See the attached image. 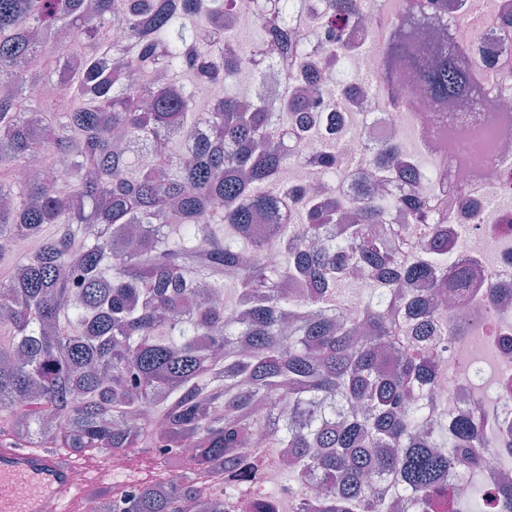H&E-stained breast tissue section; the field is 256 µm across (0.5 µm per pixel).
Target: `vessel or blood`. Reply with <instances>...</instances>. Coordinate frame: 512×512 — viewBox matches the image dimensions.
Masks as SVG:
<instances>
[{
  "label": "vessel or blood",
  "instance_id": "obj_1",
  "mask_svg": "<svg viewBox=\"0 0 512 512\" xmlns=\"http://www.w3.org/2000/svg\"><path fill=\"white\" fill-rule=\"evenodd\" d=\"M111 482L110 461L0 443V512H81L87 494Z\"/></svg>",
  "mask_w": 512,
  "mask_h": 512
}]
</instances>
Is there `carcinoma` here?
Here are the masks:
<instances>
[{
  "label": "carcinoma",
  "mask_w": 512,
  "mask_h": 512,
  "mask_svg": "<svg viewBox=\"0 0 512 512\" xmlns=\"http://www.w3.org/2000/svg\"><path fill=\"white\" fill-rule=\"evenodd\" d=\"M458 19L466 0H404L375 73L395 109L398 68L409 66L435 101L489 98L459 48L433 40L413 50L428 10ZM235 0H0V441L86 453L140 448L170 470L164 481L122 484L88 512H235L224 492L194 493L208 481L238 486L254 512H279L265 491L266 449L294 483L289 512H483L485 487L459 495L447 478L479 483L484 432L465 408L428 430L438 356L433 331L469 273L449 277L440 259L454 247L455 216L438 205L418 160L389 144L374 172L418 184L415 194L352 205L296 190L280 217L274 187L296 158L276 142L278 123L308 111L325 82L288 36L289 0H252L263 38L245 51L240 32L205 39L197 19L235 24ZM364 0H329L310 21L355 26ZM118 24L127 42H112ZM266 60L288 63L308 89L291 99L248 103L226 93L205 113L209 136L183 155L199 83H231ZM57 76V92L19 112L28 86ZM365 87L337 104L359 106ZM50 153L62 182L19 184L15 173ZM326 169L343 161L323 143ZM393 209L411 223H387ZM57 233L30 256L10 240ZM281 255L278 267L265 253ZM379 283L362 309L336 314L356 273ZM204 281L234 302L199 301ZM421 281L430 295L406 285ZM303 290L289 295L286 286ZM320 482L321 492L304 489ZM497 512H512V483L497 484Z\"/></svg>",
  "instance_id": "cac0c4a2"
}]
</instances>
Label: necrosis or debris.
<instances>
[{
	"label": "necrosis or debris",
	"instance_id": "necrosis-or-debris-1",
	"mask_svg": "<svg viewBox=\"0 0 512 512\" xmlns=\"http://www.w3.org/2000/svg\"><path fill=\"white\" fill-rule=\"evenodd\" d=\"M386 15L382 7L365 9L362 27L337 33V40L350 50L342 63L326 69L332 90L318 105L312 135L287 142L300 165L290 168L285 183L291 188L302 185L299 170L313 165L315 147L324 138L363 156L375 143L391 141L406 154L431 160L428 174L434 187L447 195L455 226L467 241L444 266L472 265L477 271L475 286L448 304L449 328L460 326L464 332L448 341V372L436 387L437 408L455 416L461 399L472 397L478 384L493 398L491 423L512 424V396L500 391L503 383L512 382V83L494 86L489 109L469 101L433 104L419 95L414 73L405 68L399 88L405 108L393 109L378 96L367 110L337 107L336 88L360 86V73L375 68V54L386 46ZM437 31L466 49L468 64L491 61L499 69L512 68V0H486L471 23L452 14L429 16L415 33L416 47H424ZM484 126H507L511 132L504 143L471 155L470 130ZM370 170L367 163L338 167L326 180L328 200L351 201L365 187L383 200L407 193L404 183L370 178ZM475 373L480 383H473Z\"/></svg>",
	"mask_w": 512,
	"mask_h": 512
}]
</instances>
